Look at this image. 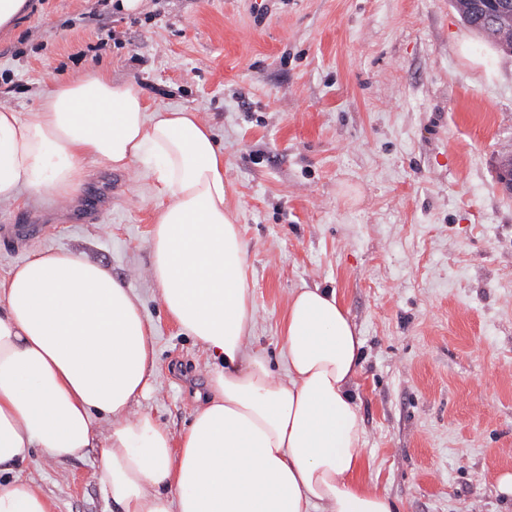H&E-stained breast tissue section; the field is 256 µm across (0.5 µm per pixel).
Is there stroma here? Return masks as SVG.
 <instances>
[{
    "instance_id": "obj_1",
    "label": "stroma",
    "mask_w": 512,
    "mask_h": 512,
    "mask_svg": "<svg viewBox=\"0 0 512 512\" xmlns=\"http://www.w3.org/2000/svg\"><path fill=\"white\" fill-rule=\"evenodd\" d=\"M107 67L154 108L188 109L224 147L227 205L248 244L254 350L285 374L292 292L335 289L359 331L351 387L361 478L398 512H512V56L451 0H27L0 28V97L20 117L57 80ZM72 201L0 204L47 224L0 243V277L38 250L102 264L154 330L158 373L139 411L190 425L214 361L165 312L149 273L157 213L149 161L85 158ZM98 452L20 476L54 512H119Z\"/></svg>"
}]
</instances>
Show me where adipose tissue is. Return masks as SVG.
I'll return each mask as SVG.
<instances>
[{"label":"adipose tissue","mask_w":512,"mask_h":512,"mask_svg":"<svg viewBox=\"0 0 512 512\" xmlns=\"http://www.w3.org/2000/svg\"><path fill=\"white\" fill-rule=\"evenodd\" d=\"M151 157L160 198L150 278L167 313L212 356L209 393L180 438L132 409L157 373L140 299L69 251L0 279V512H54L14 467L100 448L103 497L121 512H394L358 480L363 422L350 386L363 341L335 290L292 293L286 375L250 346L246 244L225 205L224 152L197 112L153 108L108 71L53 86L20 118L0 106V203L60 200L84 158Z\"/></svg>","instance_id":"ef3b65f1"}]
</instances>
